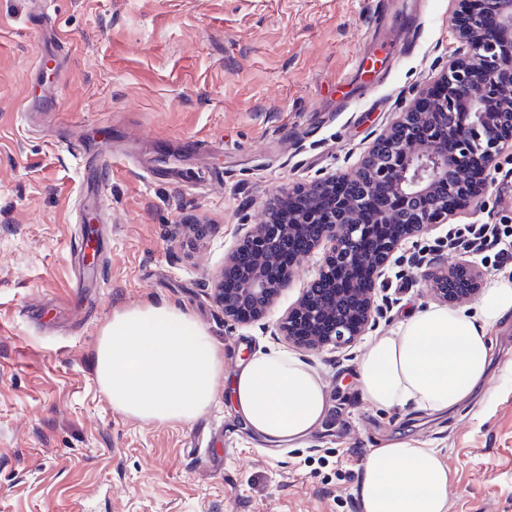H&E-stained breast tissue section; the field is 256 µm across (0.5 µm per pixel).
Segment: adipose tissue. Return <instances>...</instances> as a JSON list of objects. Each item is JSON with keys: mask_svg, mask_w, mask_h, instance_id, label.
I'll use <instances>...</instances> for the list:
<instances>
[{"mask_svg": "<svg viewBox=\"0 0 512 512\" xmlns=\"http://www.w3.org/2000/svg\"><path fill=\"white\" fill-rule=\"evenodd\" d=\"M512 315V281L487 288L475 312L432 307L372 342L358 363L365 398L389 409L446 414L491 368L487 336ZM113 409L147 422L187 424L228 382L236 413L271 443L307 437L327 402L318 377L285 352L260 353L224 373V351L191 315L168 302L114 312L92 357ZM363 512H446L448 470L437 453L396 440L365 458L357 489Z\"/></svg>", "mask_w": 512, "mask_h": 512, "instance_id": "obj_1", "label": "adipose tissue"}]
</instances>
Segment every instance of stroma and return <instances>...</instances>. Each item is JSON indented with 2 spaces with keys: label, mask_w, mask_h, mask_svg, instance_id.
<instances>
[{
  "label": "stroma",
  "mask_w": 512,
  "mask_h": 512,
  "mask_svg": "<svg viewBox=\"0 0 512 512\" xmlns=\"http://www.w3.org/2000/svg\"><path fill=\"white\" fill-rule=\"evenodd\" d=\"M457 0H0V512H363L374 448L412 439L448 468L446 512H512V318L491 334L478 396L439 421L369 403L367 342L435 306L418 266L394 258L378 324L348 350L300 359L328 411L277 447L249 429L227 387L193 422L113 409L91 363L114 311L165 300L224 349V372L279 349L276 320L225 322L210 296L243 227L291 185L354 173L459 42ZM43 69H35L37 56ZM50 115L23 120L24 97ZM112 142L103 203L86 198L77 154ZM481 213L451 224L512 226V154ZM94 224H87L88 212ZM104 240L77 282L73 251Z\"/></svg>",
  "instance_id": "1"
}]
</instances>
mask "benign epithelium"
<instances>
[{
    "mask_svg": "<svg viewBox=\"0 0 512 512\" xmlns=\"http://www.w3.org/2000/svg\"><path fill=\"white\" fill-rule=\"evenodd\" d=\"M457 27L460 53L448 60L425 112L417 100L373 144L353 176L332 174L304 189L291 186L281 200L308 197V210L268 208L242 244L225 255L237 264L252 244L270 260L287 244L306 239L308 254L325 251L308 288L277 323L284 339L298 347L340 348L360 341L375 326L378 279L395 251L409 240L448 223V200L457 208L482 207L496 160L512 153V0H480ZM498 115L495 123L486 114ZM431 293L452 304L480 293L484 271L475 260L426 271ZM237 288L224 289L219 275L213 296L224 319H262L288 274L276 283L253 261L239 270Z\"/></svg>",
    "mask_w": 512,
    "mask_h": 512,
    "instance_id": "1",
    "label": "benign epithelium"
}]
</instances>
